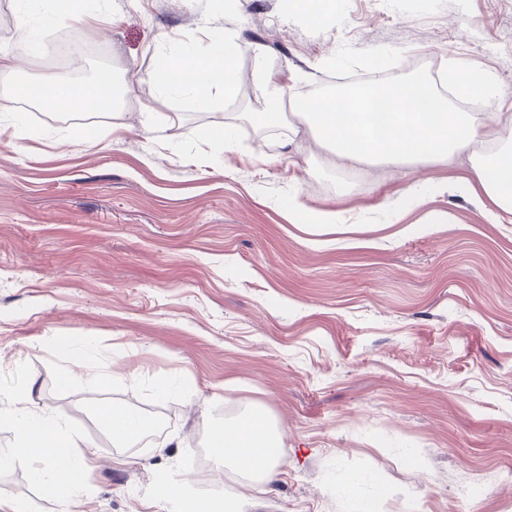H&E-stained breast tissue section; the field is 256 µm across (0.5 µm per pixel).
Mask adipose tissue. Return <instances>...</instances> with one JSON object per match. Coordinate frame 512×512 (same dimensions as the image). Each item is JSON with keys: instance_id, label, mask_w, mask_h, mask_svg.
Wrapping results in <instances>:
<instances>
[{"instance_id": "adipose-tissue-1", "label": "adipose tissue", "mask_w": 512, "mask_h": 512, "mask_svg": "<svg viewBox=\"0 0 512 512\" xmlns=\"http://www.w3.org/2000/svg\"><path fill=\"white\" fill-rule=\"evenodd\" d=\"M240 46L232 32L224 34L223 63L198 60L166 62L149 75L161 90L184 87L201 103L211 100L212 89L232 95L236 86V66ZM289 77L280 69L266 71L257 84L265 107L252 113L259 125H279L285 113H292L309 126L340 159L363 163L378 161L391 166L424 165L448 161L470 150L475 143L496 146L488 161L477 162L473 170L481 177L485 195L505 211H512V113L487 112L482 119L451 109L427 78L415 74L397 82L380 96L358 91L344 97L300 98L288 94ZM43 105L73 110L101 92H111L108 79H100L90 89L72 93L58 82L45 79ZM14 408L15 448L7 460L36 462V475L62 507H69L84 487L85 443L68 431L60 418L38 410L31 390L8 394ZM101 418L123 441L135 440L150 429L149 422L128 406L103 409ZM209 447L219 465L235 467L252 478L267 481L276 474L278 458L272 452L279 440L268 419L247 415L233 421H214L208 427Z\"/></svg>"}]
</instances>
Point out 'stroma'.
Segmentation results:
<instances>
[{
  "mask_svg": "<svg viewBox=\"0 0 512 512\" xmlns=\"http://www.w3.org/2000/svg\"><path fill=\"white\" fill-rule=\"evenodd\" d=\"M243 2L90 0L63 77H111L118 112L101 121L0 94V391L32 389L90 443L71 512H162L172 474L248 512H351L352 482L377 512H512V213L477 201L465 158L349 167L309 129H246L263 70L292 68L312 97L379 55L399 79L486 72L478 112L512 113V0ZM227 30L233 97L203 108L149 80ZM144 112L161 118L148 132ZM323 211L348 232L307 233ZM113 404L151 432L113 437ZM257 408L280 435L276 478L200 472L209 421ZM33 469L0 468V512H59Z\"/></svg>",
  "mask_w": 512,
  "mask_h": 512,
  "instance_id": "35a3bbf8",
  "label": "stroma"
}]
</instances>
